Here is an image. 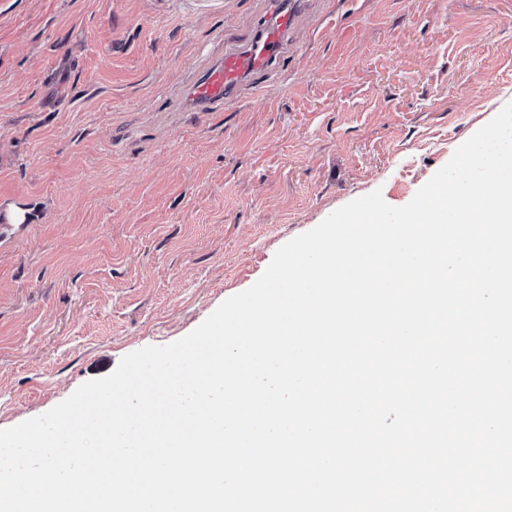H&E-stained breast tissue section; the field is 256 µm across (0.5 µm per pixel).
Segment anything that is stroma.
<instances>
[{
    "mask_svg": "<svg viewBox=\"0 0 512 512\" xmlns=\"http://www.w3.org/2000/svg\"><path fill=\"white\" fill-rule=\"evenodd\" d=\"M256 95L187 86L267 0H0V429L167 345L355 198L407 204L512 101V0H287Z\"/></svg>",
    "mask_w": 512,
    "mask_h": 512,
    "instance_id": "obj_1",
    "label": "stroma"
}]
</instances>
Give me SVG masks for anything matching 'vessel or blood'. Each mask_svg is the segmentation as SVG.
<instances>
[{
    "label": "vessel or blood",
    "mask_w": 512,
    "mask_h": 512,
    "mask_svg": "<svg viewBox=\"0 0 512 512\" xmlns=\"http://www.w3.org/2000/svg\"><path fill=\"white\" fill-rule=\"evenodd\" d=\"M293 23L291 11L273 0L269 11L260 16L249 45L225 52L190 85L191 97L201 111L233 102L257 74L269 72L288 51V31Z\"/></svg>",
    "instance_id": "1"
}]
</instances>
